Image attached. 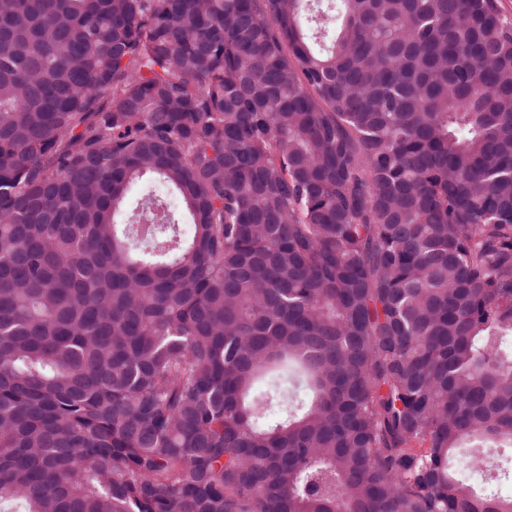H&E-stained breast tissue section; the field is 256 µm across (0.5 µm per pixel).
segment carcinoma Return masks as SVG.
<instances>
[{
	"instance_id": "obj_1",
	"label": "carcinoma",
	"mask_w": 512,
	"mask_h": 512,
	"mask_svg": "<svg viewBox=\"0 0 512 512\" xmlns=\"http://www.w3.org/2000/svg\"><path fill=\"white\" fill-rule=\"evenodd\" d=\"M460 448H512L499 0H0V512H512Z\"/></svg>"
}]
</instances>
